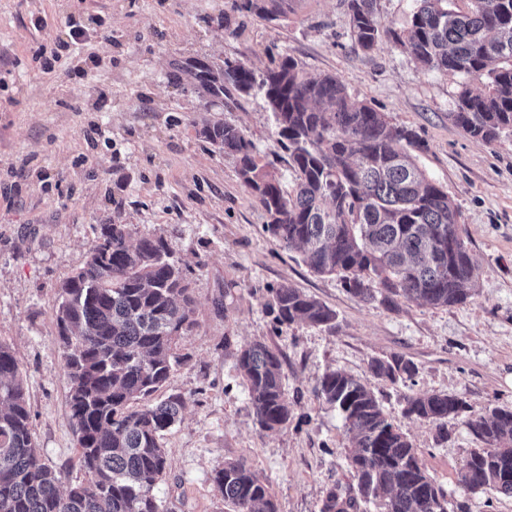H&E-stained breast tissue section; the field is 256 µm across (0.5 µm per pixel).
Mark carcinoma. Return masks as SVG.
<instances>
[{
	"mask_svg": "<svg viewBox=\"0 0 512 512\" xmlns=\"http://www.w3.org/2000/svg\"><path fill=\"white\" fill-rule=\"evenodd\" d=\"M285 0H241L239 9L266 17ZM374 0H348L352 35L365 51L384 32ZM395 40L428 71L463 82L448 119L490 143L512 130V0H417ZM199 78L215 98L232 87L264 93L281 147L295 174L293 192L259 164L251 141L221 120L200 135L236 159L239 177L268 216L281 247L299 249L312 272L336 276L353 296L394 306L404 298L431 307L466 303L477 293L476 265L443 187L417 164L413 133L353 99L335 76L304 70L291 58L261 73L226 63ZM281 325L331 327L336 313L289 285L271 289ZM187 267L161 236H134L127 224H103L85 263L59 286L56 321L64 348L78 460L87 480L61 490L59 473L35 452L26 375L0 344V512H164L154 490L167 473L165 432L181 419L180 395L142 404L183 364L180 339L195 325ZM237 366L253 415L265 431L285 427L292 407L282 383V357L264 343L239 351ZM371 376L410 380L415 364L398 354L373 357ZM317 395L342 418L352 482L327 489L319 512H448L447 494L427 473L419 449L385 414L367 380L342 370L319 379ZM403 414L448 438V420L467 409L445 392L403 397ZM481 446L469 450L458 487L487 499L512 497V407L467 419ZM213 481L232 512H278L268 486L243 461H227Z\"/></svg>",
	"mask_w": 512,
	"mask_h": 512,
	"instance_id": "carcinoma-1",
	"label": "carcinoma"
}]
</instances>
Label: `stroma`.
Returning a JSON list of instances; mask_svg holds the SVG:
<instances>
[{"label":"stroma","instance_id":"stroma-1","mask_svg":"<svg viewBox=\"0 0 512 512\" xmlns=\"http://www.w3.org/2000/svg\"><path fill=\"white\" fill-rule=\"evenodd\" d=\"M415 0H375L390 29L377 49L351 37L346 0H288L273 19L238 12L233 0H0V343L26 373L36 451L63 484L86 475L77 459L69 382L56 321L58 288L81 267L101 225L163 237L187 264L196 324L181 340L183 364L165 394L185 399L164 435L167 475L155 494L165 512H231L212 480L240 460L270 487L279 512H319L327 489L348 484L346 431L316 389L329 369L368 377L385 412L419 448L448 495V512H512V497L486 503L463 493L457 473L479 442L465 417L434 426L403 416V397L448 392L471 412L512 406V131L474 140L448 119L461 78L420 67L395 43ZM85 34L72 41L73 26ZM291 56L336 75L349 94L411 130L419 167L459 210L478 265L466 304L401 301L390 310L314 274L299 252L265 232L267 215L243 186L233 157L199 134L204 120L238 126L285 189L295 176L277 143L264 95L210 96L199 64L254 70ZM287 284L336 313L332 329L277 327L268 303ZM261 341L283 356L288 425L255 422L236 368ZM415 363L412 383L368 375L372 357Z\"/></svg>","mask_w":512,"mask_h":512}]
</instances>
